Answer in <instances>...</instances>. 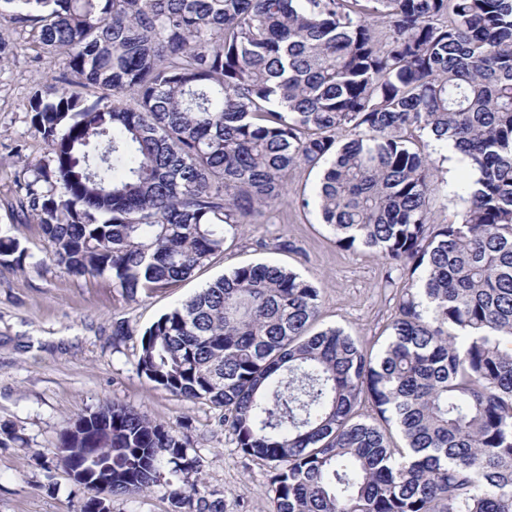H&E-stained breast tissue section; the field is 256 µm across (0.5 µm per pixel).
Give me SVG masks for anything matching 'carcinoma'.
<instances>
[{"mask_svg": "<svg viewBox=\"0 0 512 512\" xmlns=\"http://www.w3.org/2000/svg\"><path fill=\"white\" fill-rule=\"evenodd\" d=\"M32 47L66 72L30 88L49 152L16 193L57 265L130 298L187 279L304 165L336 243L411 277L373 358L312 331L320 289L271 264L145 330L137 372L272 464L273 512H512V0H0V53ZM424 135L474 174L446 224ZM28 258L0 236L1 267ZM58 449L82 512L151 490L224 512L178 431L123 405Z\"/></svg>", "mask_w": 512, "mask_h": 512, "instance_id": "cac0c4a2", "label": "carcinoma"}]
</instances>
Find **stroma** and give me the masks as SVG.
Here are the masks:
<instances>
[{
    "label": "stroma",
    "mask_w": 512,
    "mask_h": 512,
    "mask_svg": "<svg viewBox=\"0 0 512 512\" xmlns=\"http://www.w3.org/2000/svg\"><path fill=\"white\" fill-rule=\"evenodd\" d=\"M64 69L63 57L39 58L30 50L0 63V234L17 237L30 253L25 271L0 267V512H81L87 492L67 476L54 449L71 420L106 401L161 423L184 422L191 448L205 462L206 484L224 495V512H271L268 464L238 451L218 410L154 388L137 372L144 331L234 268L268 263L319 287L314 330L342 328L373 356L390 333L408 280L375 250L339 247L315 208L299 206V198H313L319 179L318 170L305 166L289 173L281 204L227 236L221 251L171 287L130 300L110 278L54 265L37 224L18 216L14 180L24 159L46 152L30 130V87ZM434 156L438 189L429 216L445 224L464 209L473 174L443 148ZM118 325L123 335H114Z\"/></svg>",
    "instance_id": "obj_1"
}]
</instances>
